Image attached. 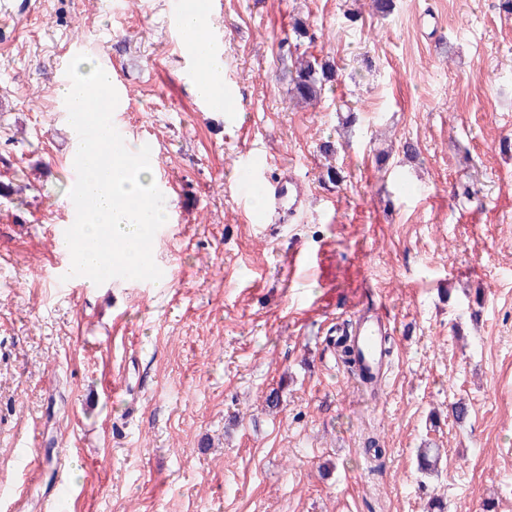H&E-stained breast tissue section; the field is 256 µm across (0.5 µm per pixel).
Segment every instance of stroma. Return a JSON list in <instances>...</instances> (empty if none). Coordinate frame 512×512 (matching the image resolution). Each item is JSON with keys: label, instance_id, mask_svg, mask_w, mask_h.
I'll return each instance as SVG.
<instances>
[{"label": "stroma", "instance_id": "35a3bbf8", "mask_svg": "<svg viewBox=\"0 0 512 512\" xmlns=\"http://www.w3.org/2000/svg\"><path fill=\"white\" fill-rule=\"evenodd\" d=\"M171 3L0 0V184L15 189L0 198V492L24 473L21 512H426L433 496L444 512H512L503 0H393L387 15L371 0H223L210 28L227 114L197 111ZM297 18L315 42L289 43ZM79 52L126 71L127 131L179 187L153 241L167 288L53 271L72 144L61 88ZM302 53L338 74L305 108L279 76ZM254 155L302 178L306 216L245 220L237 172ZM361 297L391 319L374 399L331 336ZM421 448L439 451L432 474Z\"/></svg>", "mask_w": 512, "mask_h": 512}]
</instances>
